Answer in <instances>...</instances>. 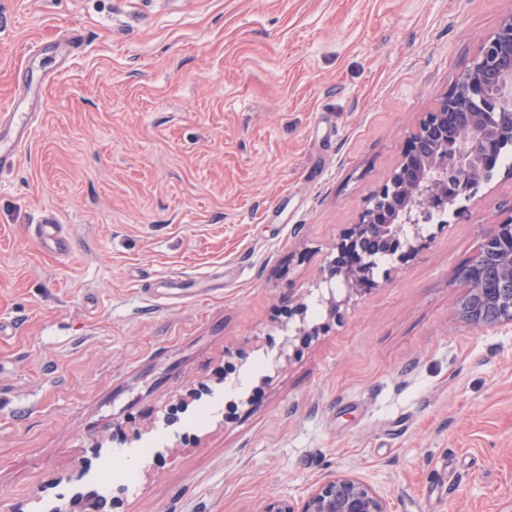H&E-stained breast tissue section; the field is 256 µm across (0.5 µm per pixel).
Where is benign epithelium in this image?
<instances>
[{
  "label": "benign epithelium",
  "instance_id": "1",
  "mask_svg": "<svg viewBox=\"0 0 512 512\" xmlns=\"http://www.w3.org/2000/svg\"><path fill=\"white\" fill-rule=\"evenodd\" d=\"M458 110L469 112L473 127L450 145L445 139L448 115ZM507 111L512 112V8L494 34L482 43L454 86L420 118L388 183L336 243V256L323 269L324 279H341L345 293L337 296L331 291L323 299L328 318L341 317V309L362 292L376 257L393 255L402 247V259L415 252L422 238L421 220L453 204L457 197L455 187L465 183L466 178L476 182L482 177L481 158L497 143L512 138V129L503 128L496 120ZM422 143L436 152H448L447 167L435 168L431 154L416 150ZM511 233L512 218L494 225L483 237L476 254L456 271L455 279L463 288L457 312L471 325L492 329L512 325V251H501L499 241L502 235ZM492 276L497 285L494 300L489 304L485 283ZM305 312L301 303L288 307L282 325L297 318V335H319L322 327L307 326ZM260 512L389 510L387 499L372 484L341 472L314 489L299 510L290 500L273 497Z\"/></svg>",
  "mask_w": 512,
  "mask_h": 512
}]
</instances>
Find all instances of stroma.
<instances>
[{
  "label": "stroma",
  "instance_id": "1",
  "mask_svg": "<svg viewBox=\"0 0 512 512\" xmlns=\"http://www.w3.org/2000/svg\"><path fill=\"white\" fill-rule=\"evenodd\" d=\"M511 9L0 0V108L34 121L0 172V512H260L339 472L390 512H512V326L462 320L454 278L512 215L505 166L339 320L320 300ZM292 302L327 330L289 337Z\"/></svg>",
  "mask_w": 512,
  "mask_h": 512
}]
</instances>
